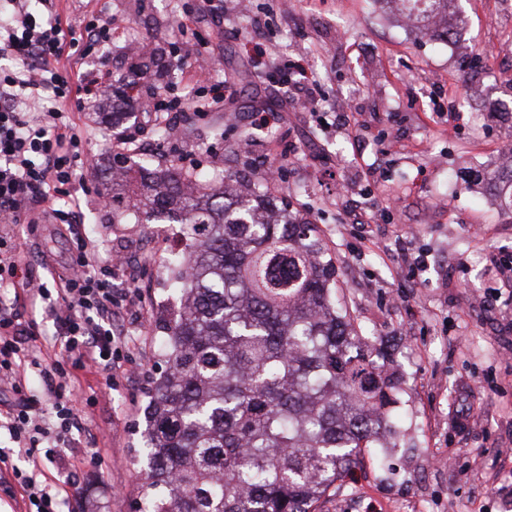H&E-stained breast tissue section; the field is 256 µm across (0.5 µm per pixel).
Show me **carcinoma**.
<instances>
[{
  "mask_svg": "<svg viewBox=\"0 0 512 512\" xmlns=\"http://www.w3.org/2000/svg\"><path fill=\"white\" fill-rule=\"evenodd\" d=\"M419 6L420 29L452 0ZM112 216L185 226L168 368L144 410L145 512H314L361 449L384 452L397 391L339 295L317 227L237 177L112 157Z\"/></svg>",
  "mask_w": 512,
  "mask_h": 512,
  "instance_id": "obj_1",
  "label": "carcinoma"
}]
</instances>
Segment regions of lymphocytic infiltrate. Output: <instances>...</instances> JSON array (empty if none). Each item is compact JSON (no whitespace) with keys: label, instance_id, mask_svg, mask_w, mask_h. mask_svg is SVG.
<instances>
[{"label":"lymphocytic infiltrate","instance_id":"f902f5d3","mask_svg":"<svg viewBox=\"0 0 512 512\" xmlns=\"http://www.w3.org/2000/svg\"><path fill=\"white\" fill-rule=\"evenodd\" d=\"M11 12L0 20V60L14 67L0 69V224H37L52 213L57 223L73 226L82 211L75 181L84 163L87 132L76 121L86 100H106L112 86L108 72L62 65V58L84 60L89 40L105 44L112 38V20L88 23L85 35L64 25L55 0H41L42 12L31 11V0H10ZM76 255L59 274L55 298L34 286L22 269L20 250L0 236V288H35L46 298L53 322L66 335L75 367L111 380L115 369L112 348V270L99 266L94 242L74 233ZM100 267V266H99ZM32 332L16 322L13 304L0 298V387L12 390L14 400L0 416L4 428L18 444L27 447L34 436L68 441L83 426L74 403V380L63 362L52 359L34 344ZM37 373L55 411L47 419L23 393L30 373ZM40 464L16 471L35 512H58L59 488L39 479Z\"/></svg>","mask_w":512,"mask_h":512}]
</instances>
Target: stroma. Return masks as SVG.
<instances>
[{
	"label": "stroma",
	"mask_w": 512,
	"mask_h": 512,
	"mask_svg": "<svg viewBox=\"0 0 512 512\" xmlns=\"http://www.w3.org/2000/svg\"><path fill=\"white\" fill-rule=\"evenodd\" d=\"M231 0H57L64 23L82 31L91 16H112L122 35L106 68L115 79L105 105L85 106L90 161L77 182L88 199L86 234L101 255L127 250L113 273L117 298L135 294L117 322L128 346L111 381L79 371L84 427L47 456L38 439L20 454L0 433V512H29L13 472L28 457L59 486L62 512H141L143 409L164 370L170 255L185 241L176 224L112 221L101 206L109 172L99 164L113 135L112 115L130 113L138 143L155 141L153 118L123 82L148 70L175 113L154 162L216 170L287 195L307 213L336 257L356 322L383 340L401 379L394 412L396 448L365 453L355 482L321 499L318 512H512V272L490 274L492 259L512 261V199L499 191L512 155V85L494 76L512 65V0H454L451 39L422 35L390 0H248L260 19L255 40L224 22ZM224 59L191 78L200 44ZM302 65L318 83L315 109L289 90ZM224 107L201 112L215 84ZM273 104L276 116L262 124ZM23 264L52 289L71 256L59 225L11 226ZM37 341L67 353L44 306L17 305Z\"/></svg>",
	"instance_id": "obj_1"
}]
</instances>
